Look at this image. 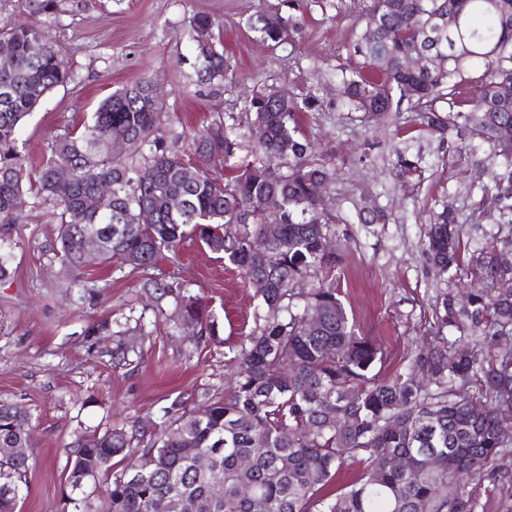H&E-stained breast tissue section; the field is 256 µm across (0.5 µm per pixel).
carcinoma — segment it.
I'll use <instances>...</instances> for the list:
<instances>
[{"mask_svg": "<svg viewBox=\"0 0 512 512\" xmlns=\"http://www.w3.org/2000/svg\"><path fill=\"white\" fill-rule=\"evenodd\" d=\"M79 7L80 0H17L32 21L0 27V43L11 46L0 56V226L10 229L20 198L34 194L51 208L54 252L72 280H80L83 237L93 234L100 263L130 266L145 292L173 297V324L199 339L215 335L213 313L182 294L180 283L154 276L158 260L177 259L193 239L265 287L256 290L255 326L234 354L230 392L204 393L207 417L194 416L189 399L178 396L150 428L137 420L89 446L76 436L68 482L100 488L96 504L69 497L72 512H182L185 503L193 512H474L467 486L512 450V434L503 432L512 353L499 347L503 335L512 336V266L499 261L512 247V0H370L354 43L357 61L341 71L340 106L366 124H384L406 99L420 112L422 130L460 136L458 155L477 139L500 158L480 187L498 216L495 234L471 248L465 225L446 208L424 231L435 278L453 284L465 275L480 287L465 301L450 288L439 293L434 336L390 374L376 368L382 352L336 287L346 245L332 226L341 216L329 197L317 200L310 191L334 182L335 172L299 121L319 108L313 91L263 86L245 99L251 145L243 157L238 124L221 116L165 137L169 115L143 78L56 137L41 168L29 166L18 145L20 123L74 79L52 34L34 19ZM214 27L211 16L196 14L186 31L195 70L210 81L227 74ZM252 27L275 46L295 44L297 23L277 12L259 15ZM473 65L483 67L475 100L459 91ZM115 138L126 140V152L109 150ZM215 153L224 156L222 179L208 168ZM397 165L421 178L420 158L399 151ZM102 182L112 193L90 211L85 200ZM353 208L365 224L390 221L383 210ZM143 209L154 215L149 224L136 220ZM273 217L281 235L270 241L264 226ZM313 315L315 329L306 323ZM476 401L484 405L479 417L471 413ZM28 421L19 402L0 399V445L29 446ZM182 435L212 456L208 470L183 455ZM397 457L406 469L394 467ZM350 461L363 465L360 477L322 494ZM28 470L26 453L0 458V512H19Z\"/></svg>", "mask_w": 512, "mask_h": 512, "instance_id": "cac0c4a2", "label": "carcinoma"}]
</instances>
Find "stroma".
Returning <instances> with one entry per match:
<instances>
[{"label":"stroma","instance_id":"stroma-1","mask_svg":"<svg viewBox=\"0 0 512 512\" xmlns=\"http://www.w3.org/2000/svg\"><path fill=\"white\" fill-rule=\"evenodd\" d=\"M363 7V0H87L78 11L42 18L76 78L49 93L21 124L28 160L40 167L55 136L113 91L144 77L178 126L203 127L219 116L243 122L240 105L261 84L314 90L321 106L302 123L337 171L333 192L344 221L335 232L347 251L336 285L360 330L382 351L384 371H394L433 324L438 284L421 244L430 211L445 205L465 225L494 231L476 184L480 167L499 160L485 148L458 157L457 137L420 132L419 116L405 101L377 130L339 107L337 74L355 60ZM260 10L292 16L299 27L295 45L273 48L251 31L248 21ZM197 13L215 20L231 78L197 77L195 48L185 34ZM399 148L422 155L421 181L397 176ZM354 198L370 210L385 208L392 221L358 223ZM17 214L16 225L0 234L13 271L0 282V397L19 401L30 415L31 467L20 512H63L75 434L155 420L176 396L227 388L231 359L255 325V289L234 266L185 242L177 260L160 261L155 274L203 297L217 332L199 342L174 336L165 319L171 302L146 296L138 272L93 261L82 269L83 286H70L51 250L56 226L47 207L28 193ZM138 323L145 335L126 363H115L118 330ZM470 492L476 512H512V452Z\"/></svg>","mask_w":512,"mask_h":512}]
</instances>
